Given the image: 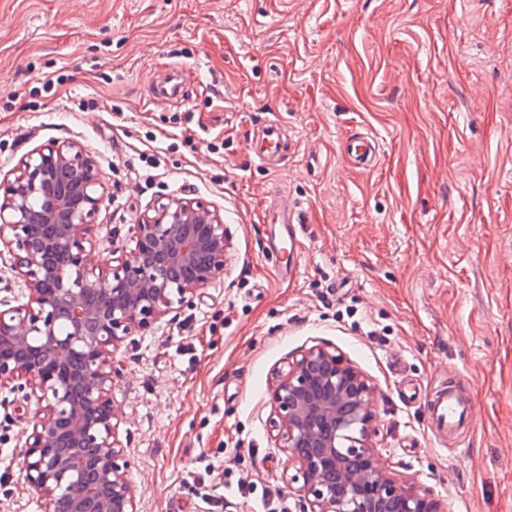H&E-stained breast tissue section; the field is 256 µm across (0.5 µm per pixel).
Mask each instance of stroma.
<instances>
[{
  "instance_id": "obj_1",
  "label": "stroma",
  "mask_w": 512,
  "mask_h": 512,
  "mask_svg": "<svg viewBox=\"0 0 512 512\" xmlns=\"http://www.w3.org/2000/svg\"><path fill=\"white\" fill-rule=\"evenodd\" d=\"M176 72L183 94L156 106ZM268 120L275 168L250 152ZM356 133L371 170L341 151ZM64 140L105 184L92 264L166 197L215 206L232 236L223 276L114 356L139 512H269L271 491L301 512L268 389L320 344L376 386L384 466L449 512H512V0H0V181ZM279 193L302 206L285 277ZM451 383L478 422L446 446L427 405ZM34 409L0 387V512H42ZM342 152L359 169H368L376 161V142L366 134L350 136L342 142Z\"/></svg>"
}]
</instances>
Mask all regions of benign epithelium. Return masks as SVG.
I'll list each match as a JSON object with an SVG mask.
<instances>
[{
  "mask_svg": "<svg viewBox=\"0 0 512 512\" xmlns=\"http://www.w3.org/2000/svg\"><path fill=\"white\" fill-rule=\"evenodd\" d=\"M103 201L100 166L77 141L31 153L0 182V243L12 247L27 297L0 300V386L36 400L24 478L44 512H138L114 423L112 357L134 328L220 278L232 248L218 210L173 197L133 225V247L95 268L85 252ZM269 400L307 512H447L380 463L375 387L336 348L289 358Z\"/></svg>",
  "mask_w": 512,
  "mask_h": 512,
  "instance_id": "obj_1",
  "label": "benign epithelium"
}]
</instances>
